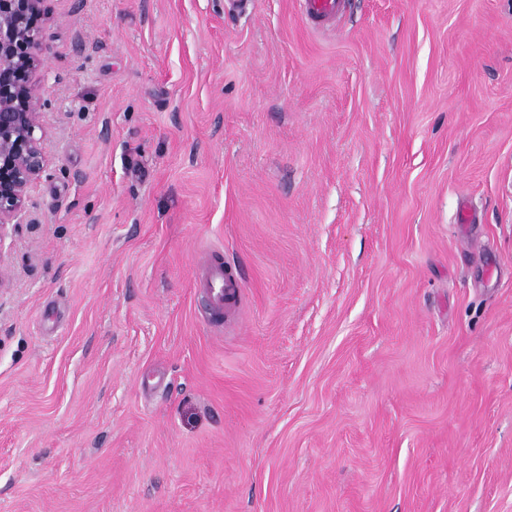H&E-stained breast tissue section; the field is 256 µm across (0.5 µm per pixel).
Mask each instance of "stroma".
Listing matches in <instances>:
<instances>
[{
	"label": "stroma",
	"instance_id": "obj_1",
	"mask_svg": "<svg viewBox=\"0 0 512 512\" xmlns=\"http://www.w3.org/2000/svg\"><path fill=\"white\" fill-rule=\"evenodd\" d=\"M345 4L50 0L0 512H512V0ZM344 0H303L306 16L317 26L336 18L342 9ZM198 289L204 294L212 310L223 311L237 305L243 286L241 279L233 273L229 277L223 266L209 264L203 269ZM229 295L233 296L232 301L227 300Z\"/></svg>",
	"mask_w": 512,
	"mask_h": 512
}]
</instances>
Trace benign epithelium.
<instances>
[{"label":"benign epithelium","instance_id":"7a95c632","mask_svg":"<svg viewBox=\"0 0 512 512\" xmlns=\"http://www.w3.org/2000/svg\"><path fill=\"white\" fill-rule=\"evenodd\" d=\"M48 0H0V243L21 224L30 184L46 168L44 114L51 102L35 80L48 66Z\"/></svg>","mask_w":512,"mask_h":512}]
</instances>
